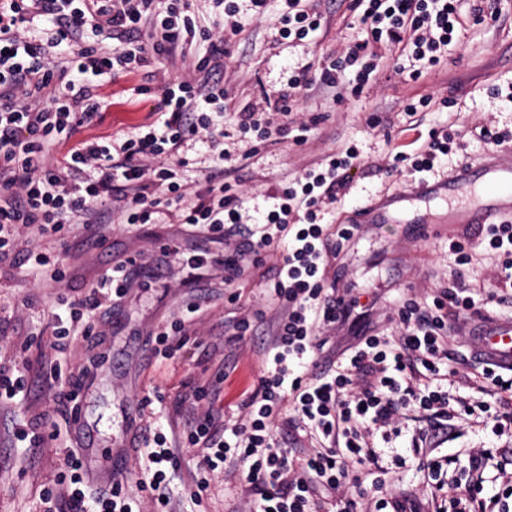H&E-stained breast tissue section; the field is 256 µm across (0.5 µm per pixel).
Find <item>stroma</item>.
<instances>
[{
	"label": "stroma",
	"mask_w": 512,
	"mask_h": 512,
	"mask_svg": "<svg viewBox=\"0 0 512 512\" xmlns=\"http://www.w3.org/2000/svg\"><path fill=\"white\" fill-rule=\"evenodd\" d=\"M504 22L495 28L475 26L451 47L436 70L419 81L386 71L353 103L334 100L319 89L303 91L292 113L295 120H316L306 144L283 138L276 145L242 135L237 114L246 106L267 105L292 73L310 63L339 56L357 34L346 0H325L326 22L318 37L293 45L279 40L272 15L280 7L269 0L268 18L254 16L250 0H237L242 30L231 38L224 70V144L232 154L237 188L244 199L243 221L258 222L272 209L275 191L296 173L342 145L355 143L360 163L345 196L327 209L329 224H357L361 232L329 270L340 287L353 292L370 290L380 295L381 306L369 323L383 333L395 328L385 319V303L397 291L424 298L430 288L453 274L456 265L448 251L449 238L464 227L449 224L448 210L471 203L468 191L449 196L403 201L399 208L370 211L372 201L404 190L409 173H387L396 153H414L431 130L450 126L464 132L463 148L442 160L436 179L459 167L478 166L490 147L470 137L472 127L488 123L512 130V0H502ZM175 69L158 62L141 71L117 74L98 89L109 107L103 124L81 129V136L130 135L138 125L151 122V106ZM430 98L427 108L407 116L404 107ZM452 107H445V100ZM429 223L433 233L420 237L418 227ZM83 228H76L61 249L66 278L61 284L30 278L25 266L8 259L0 262V367L37 359L50 352L63 371H83L76 401L61 405L53 387L39 391L31 402H0V512H44V488L53 486L68 452H76L93 488H108L113 468H122L128 485L138 481L139 447L145 427H173L171 406L188 381L204 385L224 376L221 397L225 416L237 415L238 405L258 383L263 363L264 324L253 335L233 339L232 325L241 315L264 307V285L279 252L263 255L259 267L237 282V302L224 299L222 273L213 270L202 280L186 279L183 265L193 243L186 225L172 214H157L152 223L135 227L113 224L102 247L84 243ZM171 253L161 266H150L157 288L131 290L121 306L104 301L95 321V335L75 331L64 350L50 351L53 312L58 296L83 295L117 261L141 255ZM200 297L201 310L188 327L184 346L175 359L150 358L146 337L177 315L192 297ZM149 406H142V399ZM83 431L75 433L72 419ZM419 416L408 412L401 435L394 442L405 465L389 467L386 483L398 482L410 493L430 492L411 445ZM440 455L454 456L464 448H512V436L491 429L457 424L440 436ZM178 466L169 474L175 512H228L237 505L249 512L251 504L239 495L245 484L242 471L224 470L209 475L205 491H197L199 451L180 445Z\"/></svg>",
	"instance_id": "35a3bbf8"
}]
</instances>
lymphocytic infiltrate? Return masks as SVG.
Segmentation results:
<instances>
[{
	"mask_svg": "<svg viewBox=\"0 0 512 512\" xmlns=\"http://www.w3.org/2000/svg\"><path fill=\"white\" fill-rule=\"evenodd\" d=\"M284 3L276 26L280 38H316L324 13L315 0ZM349 8L357 39L328 64L295 71L277 93L276 112L290 115L301 92L314 86L339 101L358 98L386 67L419 79L444 61L467 26L497 24L502 14L501 0H351ZM236 12L234 0H224L213 29L206 30L189 0H0V260L14 255L21 226L56 237L80 224L86 245L98 247L113 218L146 224L166 207L179 223L223 244L217 268L234 302V282L268 250L283 247L264 292L271 329L263 371L241 403V420L226 423L223 406L204 403L201 391L192 393L184 435L201 447L203 465L212 471L241 467L252 512H512V472L499 469L491 493L478 479L492 465V449L468 448L450 460L426 446L429 434L457 420L491 422L501 433L512 428L506 395L512 374L480 365L463 373L448 356L449 342L466 331L482 304L512 305V224H480L451 241L457 272L437 282L425 301L396 295L386 315L393 334L358 331L359 299L327 282L326 271L360 227L324 221L325 206L351 183L356 146L303 169L263 222L241 224L243 200L224 166L230 153L223 129L225 33L240 32ZM40 16L51 17L50 28L35 26ZM104 37L115 40V48L104 49ZM198 38L208 41L209 51L194 63L195 78L163 85L154 107L161 122L138 126L119 140H76L79 129L104 119L106 104L92 91L98 79L155 60L185 61V46ZM191 141L205 144L212 156L204 187L193 193L165 162ZM454 143V133L437 129L414 156L399 153L393 161L431 173ZM477 246L496 262L486 288L473 287L464 275ZM136 265L133 259L114 264L98 288L63 300L54 316L55 339L69 336L78 323L92 332L104 295L118 302L134 287ZM345 326L353 330L352 342L339 351L329 347L327 331ZM452 378L492 390L494 401L472 407L449 387ZM412 408L433 422L415 448L431 481L424 499L386 487L374 475ZM282 414L310 442L298 454L275 435ZM145 456L139 485L150 490L157 507H167V476L176 457L166 435H155ZM65 464L72 488L57 512H134L121 479L90 493L77 454L68 453Z\"/></svg>",
	"mask_w": 512,
	"mask_h": 512,
	"instance_id": "1",
	"label": "lymphocytic infiltrate"
}]
</instances>
